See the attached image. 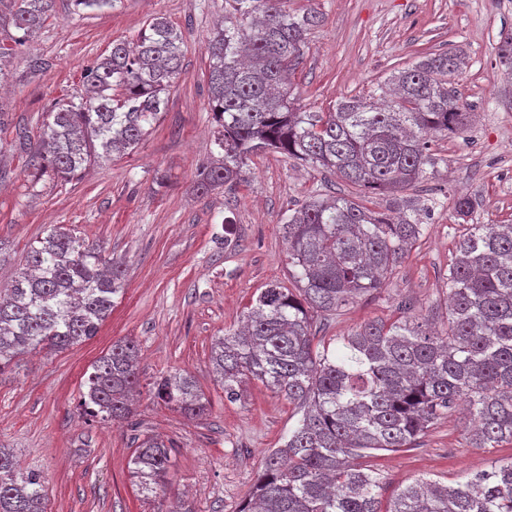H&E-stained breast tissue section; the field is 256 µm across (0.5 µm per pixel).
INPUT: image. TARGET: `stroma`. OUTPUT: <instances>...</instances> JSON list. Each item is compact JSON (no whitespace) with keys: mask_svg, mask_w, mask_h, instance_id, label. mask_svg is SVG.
Returning <instances> with one entry per match:
<instances>
[{"mask_svg":"<svg viewBox=\"0 0 512 512\" xmlns=\"http://www.w3.org/2000/svg\"><path fill=\"white\" fill-rule=\"evenodd\" d=\"M325 16L308 39L294 82L300 107L325 112L343 96L373 90L422 50L463 49L454 85L475 114L461 137L434 142L444 162L417 190L440 205L380 293L344 315L318 320L329 339L371 319H393L401 304L442 323L448 266L462 226L455 196L476 197L477 224H512V108L503 102L496 65L501 31L512 30V0H288ZM167 17L184 40L181 73L160 121L133 152L94 164L80 180L38 178L20 131L38 136L53 106L83 96L84 73L117 39L135 41L148 18ZM224 16V0H116L75 11L56 0L46 25L0 64V287L16 278L31 244L57 224L101 245L126 268L123 291L96 336L63 351L16 357L0 373V447L48 488L46 512H239L265 456L281 447L300 415L284 397L247 381L229 402L213 372L215 337L236 330L269 283L292 285L282 220L311 191L349 193L347 182L279 153L252 157L236 191L197 194L199 169L213 158L205 45ZM41 59L34 68L30 59ZM140 348V395L132 422L105 425L79 406L93 364L113 342ZM189 372L209 402L189 419L153 401L157 379ZM462 409L439 419L414 448L378 452L383 497L419 478L445 484L512 455V444L472 447ZM143 435L172 445L173 487L141 497L130 459Z\"/></svg>","mask_w":512,"mask_h":512,"instance_id":"obj_1","label":"stroma"}]
</instances>
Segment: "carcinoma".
<instances>
[{
    "label": "carcinoma",
    "mask_w": 512,
    "mask_h": 512,
    "mask_svg": "<svg viewBox=\"0 0 512 512\" xmlns=\"http://www.w3.org/2000/svg\"><path fill=\"white\" fill-rule=\"evenodd\" d=\"M55 0H0V62L14 55L52 16ZM324 14L302 15L287 0H224V24L212 32L210 106L220 159L200 169L197 189L246 182L251 157L275 152L336 174L353 195L313 191L283 223L294 288L270 284L243 314L240 331L211 347L224 396L242 398L246 379L298 406L302 417L271 451L240 512H512V458L495 460L464 483L415 481L382 501L381 478L361 460L401 452L460 401L476 448L512 444V224H474L477 200L460 196L465 226L448 266V316L433 329L402 315L368 320L330 342L316 339L320 317L340 315L381 290L423 235L431 207L407 195L442 158L432 139L467 131L472 113L451 84L463 50L422 51L377 91L344 97L332 112L295 106L292 77ZM182 33L152 17L131 47L112 43L86 70L88 96L47 114L32 147L39 176L68 181L114 153L133 150L164 112L182 69ZM512 73V34L498 46ZM385 197L381 211L367 206ZM0 294V372L19 354L64 349L96 335L123 290L124 270L63 225L24 257ZM138 345L112 344L92 365L81 407L102 422L129 421L139 386ZM154 398L174 410L205 413L193 377L154 383ZM131 475L146 498L166 492L171 446L144 437ZM42 475L19 469L0 448V512H44Z\"/></svg>",
    "instance_id": "carcinoma-1"
}]
</instances>
